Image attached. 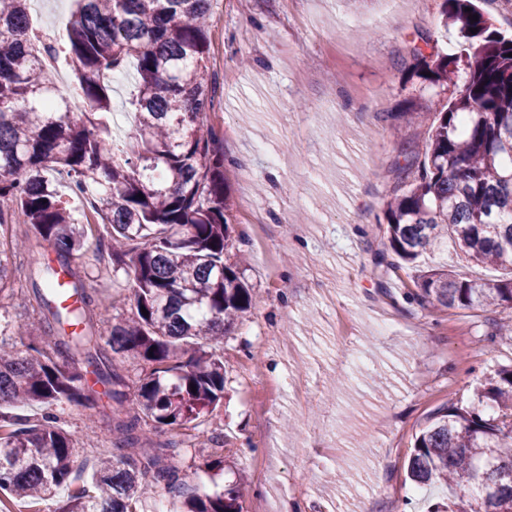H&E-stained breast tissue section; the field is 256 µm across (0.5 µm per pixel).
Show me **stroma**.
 I'll return each instance as SVG.
<instances>
[{
    "label": "stroma",
    "instance_id": "35a3bbf8",
    "mask_svg": "<svg viewBox=\"0 0 512 512\" xmlns=\"http://www.w3.org/2000/svg\"><path fill=\"white\" fill-rule=\"evenodd\" d=\"M443 0H214L212 64L224 86L209 121L235 164L232 237L249 255L256 306L216 351L224 398L195 433L150 435L183 450L179 482L214 494L241 488L243 512H427L448 490L414 492L407 465L438 409L468 404L512 343L491 341L495 308L449 310L408 299L409 274L377 266L399 141L384 116L424 99L448 100L466 77L439 87L401 64L420 30L458 53L457 28L438 23ZM70 0H39L36 31L63 44ZM383 26H373L376 18ZM383 101L382 109L370 106ZM106 225L81 258L92 285L117 298L103 330L132 308L128 271L112 266ZM76 433L90 486L92 444L108 423L56 407ZM218 444H210V437ZM223 457L224 469L205 470ZM359 474L338 481L341 471Z\"/></svg>",
    "mask_w": 512,
    "mask_h": 512
}]
</instances>
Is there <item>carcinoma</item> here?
<instances>
[{
    "instance_id": "carcinoma-1",
    "label": "carcinoma",
    "mask_w": 512,
    "mask_h": 512,
    "mask_svg": "<svg viewBox=\"0 0 512 512\" xmlns=\"http://www.w3.org/2000/svg\"><path fill=\"white\" fill-rule=\"evenodd\" d=\"M32 2L0 0V298L13 294L15 258L26 254V293L37 314L16 325L0 312V404L94 410L104 394L112 402L111 447L97 460L93 490L73 493L57 512H140L143 480L176 488L180 456L172 445H151L144 427L194 429L217 409L225 368L210 347L256 304L241 258H225L233 203L224 135L208 121L221 88L210 65L213 0H74L66 42L85 105L77 113L33 51ZM441 24L466 38L468 79L448 107L430 100L392 117L403 161L384 208V234L399 258L390 269L451 241L469 262L512 270V39L491 29L473 0H443ZM410 56L438 85L459 64L424 32ZM130 65L136 124L118 154L112 76ZM423 111L434 118L421 158ZM66 195L94 199L110 226L112 264L133 272L134 307L105 342L107 306L79 263L85 226ZM46 245L54 259L42 263ZM60 272L77 299L70 311L48 301ZM413 285L408 296L447 309H512V277L491 284L435 268ZM14 336L28 340L26 356L14 351ZM45 337L53 338L54 358L43 351ZM118 357L139 373L120 372ZM81 466L76 440L56 416L0 425V490L46 499L76 480ZM408 472L418 485L452 490L432 512H512V367L490 373L469 405L431 417ZM184 506L243 512L234 484L191 495Z\"/></svg>"
}]
</instances>
